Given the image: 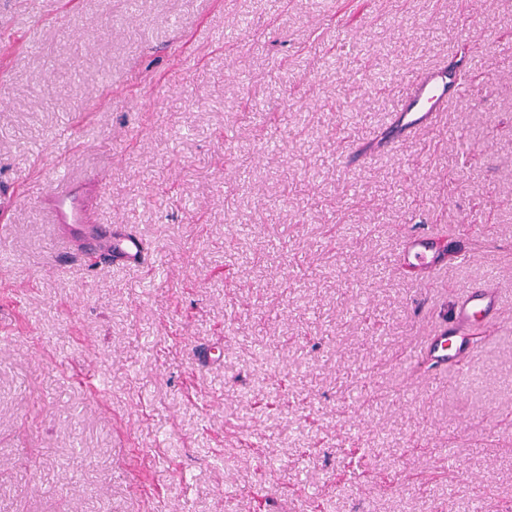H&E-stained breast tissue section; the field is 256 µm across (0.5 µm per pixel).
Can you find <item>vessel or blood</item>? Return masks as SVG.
Returning <instances> with one entry per match:
<instances>
[{
    "mask_svg": "<svg viewBox=\"0 0 512 512\" xmlns=\"http://www.w3.org/2000/svg\"><path fill=\"white\" fill-rule=\"evenodd\" d=\"M468 91V82L447 66H438L420 73L406 85L399 111L391 124L394 136L408 137L419 132L431 116L447 111L462 101ZM93 196L86 187L61 173L49 192V205L53 222L67 243H75L76 231L87 232L86 248L96 253L101 263L119 260L129 264H142L146 255L141 240L129 232H111L97 235L96 224L91 221L89 203ZM402 259L417 266L427 275H435L442 266L433 248V236L420 233L403 242ZM498 299L492 285L484 283L464 290L458 297L452 322L439 329L427 341L416 345L410 356L427 359L439 369L462 368L471 354L468 330L495 318Z\"/></svg>",
    "mask_w": 512,
    "mask_h": 512,
    "instance_id": "1",
    "label": "vessel or blood"
}]
</instances>
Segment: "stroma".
I'll return each mask as SVG.
<instances>
[{
	"mask_svg": "<svg viewBox=\"0 0 512 512\" xmlns=\"http://www.w3.org/2000/svg\"><path fill=\"white\" fill-rule=\"evenodd\" d=\"M0 35V512H512V0H0ZM66 168L144 266L56 238ZM483 282L465 375L410 360ZM468 91V82L446 65L420 73L406 84L399 111L391 123L396 138L419 132L431 116L446 112L462 101ZM432 240L431 233L411 235L404 240L401 249L403 261L424 270L428 276L437 274L442 266Z\"/></svg>",
	"mask_w": 512,
	"mask_h": 512,
	"instance_id": "1",
	"label": "stroma"
}]
</instances>
